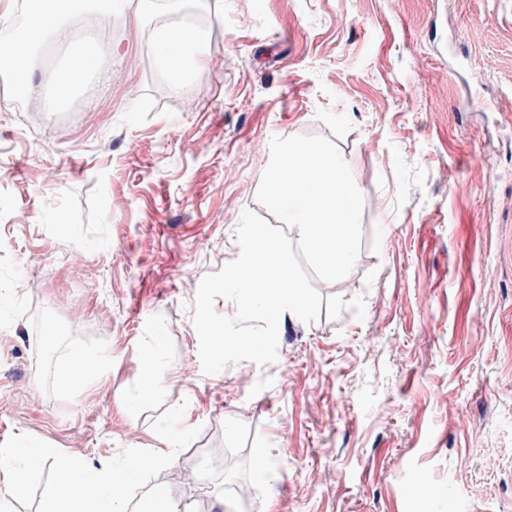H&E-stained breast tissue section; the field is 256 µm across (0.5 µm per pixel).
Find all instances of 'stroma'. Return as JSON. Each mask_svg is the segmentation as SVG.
I'll list each match as a JSON object with an SVG mask.
<instances>
[{
  "mask_svg": "<svg viewBox=\"0 0 512 512\" xmlns=\"http://www.w3.org/2000/svg\"><path fill=\"white\" fill-rule=\"evenodd\" d=\"M204 11L184 90L129 14L86 22L117 50L69 114L46 112L44 70L22 107L0 79V456L139 459L129 504L184 512H512V0ZM301 133L364 197L357 262L313 279V322L282 314L274 364L204 374L198 287L266 213L271 139ZM77 352L99 369L63 381ZM57 479L34 468L6 512H46Z\"/></svg>",
  "mask_w": 512,
  "mask_h": 512,
  "instance_id": "stroma-1",
  "label": "stroma"
}]
</instances>
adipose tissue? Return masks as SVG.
Instances as JSON below:
<instances>
[{"label": "adipose tissue", "mask_w": 512, "mask_h": 512, "mask_svg": "<svg viewBox=\"0 0 512 512\" xmlns=\"http://www.w3.org/2000/svg\"><path fill=\"white\" fill-rule=\"evenodd\" d=\"M44 459L41 451L25 450L0 466V503L22 495L29 471ZM129 471L125 465L89 476L78 463H70L69 476L59 485L48 512H178L158 495L146 496L137 509H129L125 495Z\"/></svg>", "instance_id": "1"}]
</instances>
